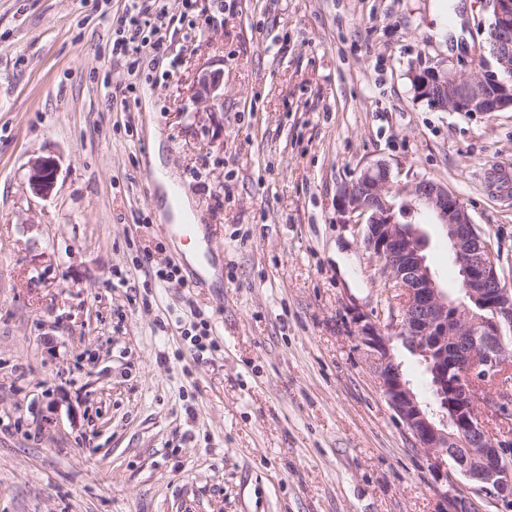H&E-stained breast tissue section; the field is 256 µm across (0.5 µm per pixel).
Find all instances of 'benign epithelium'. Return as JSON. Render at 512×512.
<instances>
[{"label":"benign epithelium","instance_id":"1","mask_svg":"<svg viewBox=\"0 0 512 512\" xmlns=\"http://www.w3.org/2000/svg\"><path fill=\"white\" fill-rule=\"evenodd\" d=\"M490 11L480 73L461 76L438 67L414 71L416 96L439 111H512V0H485ZM195 96L210 112L224 109L221 74L194 79ZM57 163L31 162L28 180L41 196L51 194ZM430 211L445 230L465 298L458 304L426 264V241L408 221L417 207ZM343 224L361 230L394 292L387 310L353 316L358 338L372 357V372L412 447L434 461L448 512H477L472 495L490 494L512 508V393L482 403V391L500 372L512 336V287L500 275L491 242L473 223L462 199L422 177L404 183L391 167L363 169L338 194ZM404 340L430 365L435 404L422 401L395 361L393 343ZM453 466L469 482L456 493Z\"/></svg>","mask_w":512,"mask_h":512}]
</instances>
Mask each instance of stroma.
<instances>
[{"label": "stroma", "instance_id": "obj_1", "mask_svg": "<svg viewBox=\"0 0 512 512\" xmlns=\"http://www.w3.org/2000/svg\"><path fill=\"white\" fill-rule=\"evenodd\" d=\"M201 40L131 82L99 0H0V512H448L377 388L354 312L387 298L339 190L379 161L448 186L512 284V112H441L409 72L482 69L484 0H197ZM460 22V50L438 28ZM223 76L205 112L193 78ZM129 102L116 111L113 98ZM160 149L205 224L178 263ZM50 157L56 185L32 190ZM443 287V228L412 216ZM201 310L218 341L194 356ZM57 163L53 158H36L31 162L28 180L33 191L41 196L51 194L56 183Z\"/></svg>", "mask_w": 512, "mask_h": 512}]
</instances>
